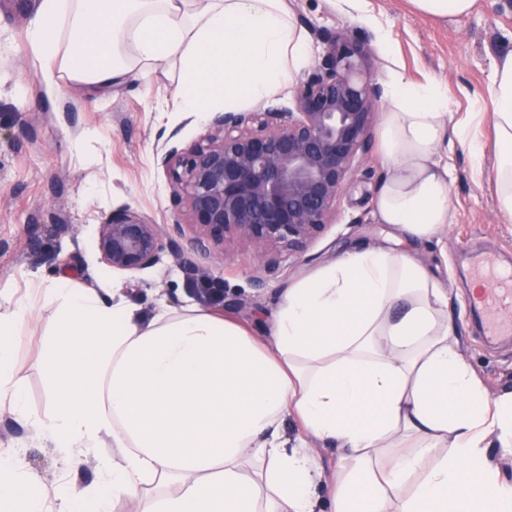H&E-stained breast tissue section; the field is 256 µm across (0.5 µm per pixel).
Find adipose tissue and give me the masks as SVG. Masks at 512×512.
I'll return each mask as SVG.
<instances>
[{"label": "adipose tissue", "instance_id": "obj_1", "mask_svg": "<svg viewBox=\"0 0 512 512\" xmlns=\"http://www.w3.org/2000/svg\"><path fill=\"white\" fill-rule=\"evenodd\" d=\"M43 80L96 92L126 81L122 52L176 67L185 112L258 104L312 62L285 0H42L27 35ZM498 209L512 219V54L492 74ZM485 145L454 122L448 91L392 78L379 147L387 166L375 216L431 241L452 221L448 162ZM56 315L40 352L51 383L40 435L97 484L47 486L0 462V512H512V396L490 400L460 352L448 288L408 253L354 249L283 297L273 343L191 304L144 318L123 296L64 279L0 309V404L26 416L15 341L37 309ZM294 417L340 453L325 476L314 450L288 449Z\"/></svg>", "mask_w": 512, "mask_h": 512}]
</instances>
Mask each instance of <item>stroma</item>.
Instances as JSON below:
<instances>
[{
    "label": "stroma",
    "instance_id": "stroma-1",
    "mask_svg": "<svg viewBox=\"0 0 512 512\" xmlns=\"http://www.w3.org/2000/svg\"><path fill=\"white\" fill-rule=\"evenodd\" d=\"M40 3L29 0L23 11H0V294L19 298L32 281L66 276L90 287L108 280L148 317L163 306L204 305L182 266L183 259L199 258L188 239L180 241L182 258L165 251L158 264L138 271L110 268L96 246L99 224L122 206L167 227L180 219L155 149L167 140L190 145L204 133V121L183 112L175 82L149 66H139L128 82L102 96L75 85L46 86L27 43ZM288 10L312 36L325 31L366 40L381 85H389L398 71L417 83L446 86L455 120L480 114L478 136L490 141L491 74L512 52V7L505 0H477L470 14L448 19L423 15L409 0H288ZM388 43L395 59L385 55ZM448 157L455 170L452 222L433 240L402 239L377 222L375 198L384 168L379 149H372L350 176L335 222L302 251L281 249L278 271L264 274L263 257L243 241L227 244L228 260L206 261L210 283L224 291L218 313L265 340L277 301L296 280L363 245L407 251L447 282L464 357L489 397L512 393V337L487 340L468 305L479 258L491 257L497 269L512 270V222L497 207L494 152L486 150L479 180L465 146L454 145ZM259 275L260 287L254 283ZM53 331V311L45 308L17 340L14 379L25 392L30 417L0 408V450L15 452L46 484L81 489L95 483L101 449L86 450L81 465L72 467L58 449L42 447L30 423L51 409L38 347Z\"/></svg>",
    "mask_w": 512,
    "mask_h": 512
}]
</instances>
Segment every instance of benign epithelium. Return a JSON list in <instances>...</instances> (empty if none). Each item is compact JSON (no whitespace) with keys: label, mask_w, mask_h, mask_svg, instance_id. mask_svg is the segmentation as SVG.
Returning <instances> with one entry per match:
<instances>
[{"label":"benign epithelium","mask_w":512,"mask_h":512,"mask_svg":"<svg viewBox=\"0 0 512 512\" xmlns=\"http://www.w3.org/2000/svg\"><path fill=\"white\" fill-rule=\"evenodd\" d=\"M317 37L326 48L297 87V111L215 112L190 146L156 149L195 233L193 248L204 256L243 240L275 272L278 247L300 249L332 223L355 164L368 155L382 85L361 41ZM183 235L179 221L169 233L122 207L99 225L96 246L111 268L140 270L159 262L165 242L180 253Z\"/></svg>","instance_id":"benign-epithelium-1"}]
</instances>
